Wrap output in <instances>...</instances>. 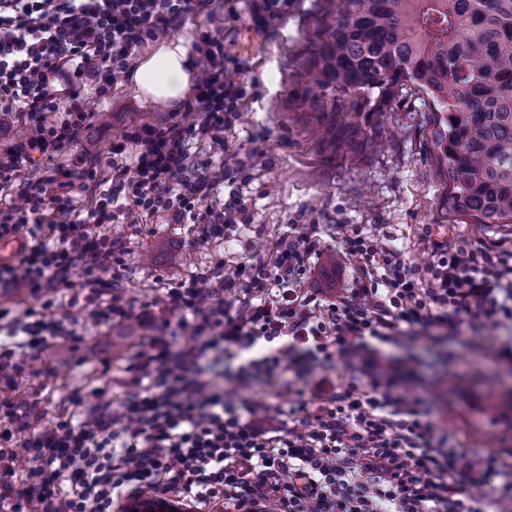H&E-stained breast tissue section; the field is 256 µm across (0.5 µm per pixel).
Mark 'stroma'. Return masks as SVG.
<instances>
[{"instance_id": "obj_1", "label": "stroma", "mask_w": 512, "mask_h": 512, "mask_svg": "<svg viewBox=\"0 0 512 512\" xmlns=\"http://www.w3.org/2000/svg\"><path fill=\"white\" fill-rule=\"evenodd\" d=\"M324 0H289L285 14L264 23L255 0H209L206 7L174 22L161 39L147 42L137 60L153 55L162 42L179 39L199 44L202 35L222 37L225 50L241 65L236 78L246 94L239 118L220 143L193 145L192 151L210 170L225 162L240 164L249 183L254 221L237 227L231 241L214 238L193 244L194 228L169 223L166 216L149 218L141 233L125 224H109L113 236L130 249L127 265L105 271L117 279L130 318L109 315L110 293H103L81 313L78 324L66 322L72 309L71 290L53 293L1 287L0 310L14 315L32 312L46 321L66 323V335L54 339L36 356L15 350L19 372L12 384L0 383V406L33 405L41 418L14 442L32 438L43 425L77 419L104 399L119 400L132 390L154 328L137 319L142 311L153 318L178 322L166 290L182 279L206 271L217 262L233 266L259 261L251 243L274 241L290 234L292 225L319 224L324 255L308 274L314 292L336 295L350 287L353 263L342 257V241L351 229L362 230L378 244L401 249L409 265L431 260L432 241L444 239L499 244L512 249V224H468L447 207L448 188L431 152L428 106L409 97L391 104L368 127L371 146L355 153L334 150L325 125L307 103L314 46L321 36ZM83 93L96 108L80 145L60 156L64 167L79 173L96 168L97 192L112 189V141L130 128L168 119L192 121L185 108L171 109L142 95L131 77L118 75L108 98H99L96 84L85 79ZM339 253L336 266L327 254ZM381 351L395 365L400 388L424 402L435 439L445 441L458 467L490 455L504 459V468L489 478L479 512H512V390L489 386L486 375L512 370V326L483 331L463 341L440 330L438 339L417 331ZM466 357L465 374L449 381L448 366ZM298 381L275 385L249 378L236 391L256 420L287 419L298 400Z\"/></svg>"}]
</instances>
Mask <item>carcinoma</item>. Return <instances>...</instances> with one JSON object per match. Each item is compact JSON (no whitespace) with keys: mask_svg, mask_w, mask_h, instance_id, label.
Returning <instances> with one entry per match:
<instances>
[{"mask_svg":"<svg viewBox=\"0 0 512 512\" xmlns=\"http://www.w3.org/2000/svg\"><path fill=\"white\" fill-rule=\"evenodd\" d=\"M310 103L339 151L402 95L432 104L448 209L512 224V0H325Z\"/></svg>","mask_w":512,"mask_h":512,"instance_id":"obj_1","label":"carcinoma"}]
</instances>
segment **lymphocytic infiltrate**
<instances>
[{
    "label": "lymphocytic infiltrate",
    "mask_w": 512,
    "mask_h": 512,
    "mask_svg": "<svg viewBox=\"0 0 512 512\" xmlns=\"http://www.w3.org/2000/svg\"><path fill=\"white\" fill-rule=\"evenodd\" d=\"M196 0H0V112L24 116L30 132L0 147V191L23 166L52 162L45 183L21 190L0 211V240L28 246L0 267V283L35 291L78 288L93 302L111 282L104 269L123 266L127 249L105 231L167 215L191 221L198 242L226 237L254 215L246 196L209 202L225 167L209 174L190 150L216 138L238 116L242 82L232 78L223 41L203 37L202 75L187 104L192 123L143 124L114 142L112 190L86 213L76 210L75 175L57 159L76 146L94 112L81 93L84 75L108 96L138 49L195 11ZM64 110L57 123L44 113ZM344 250L355 260L352 285L336 297L306 288L322 253L316 225L299 224L269 247V257L232 272L211 269L168 291L192 323L162 320L140 366L147 384L118 403L89 407L81 420L37 433L25 452L0 447V512H112L121 501L172 495L200 512H477L488 467L458 469L434 445L420 400L395 389L394 368L377 343L407 331L440 327L462 337L470 328L512 324V252L470 242L435 244L425 267L405 262L355 230ZM83 266L73 283L69 272ZM269 350L259 352L260 342ZM247 354L246 371L267 377L334 356L356 359L358 374L321 398L291 408L299 426L244 419L226 385L234 374L202 379L205 352Z\"/></svg>",
    "instance_id": "lymphocytic-infiltrate-1"
}]
</instances>
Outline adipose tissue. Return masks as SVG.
<instances>
[{"mask_svg": "<svg viewBox=\"0 0 512 512\" xmlns=\"http://www.w3.org/2000/svg\"><path fill=\"white\" fill-rule=\"evenodd\" d=\"M195 57L184 42H170L143 60L134 72L139 91L156 101L170 104L185 100L192 82Z\"/></svg>", "mask_w": 512, "mask_h": 512, "instance_id": "adipose-tissue-1", "label": "adipose tissue"}]
</instances>
